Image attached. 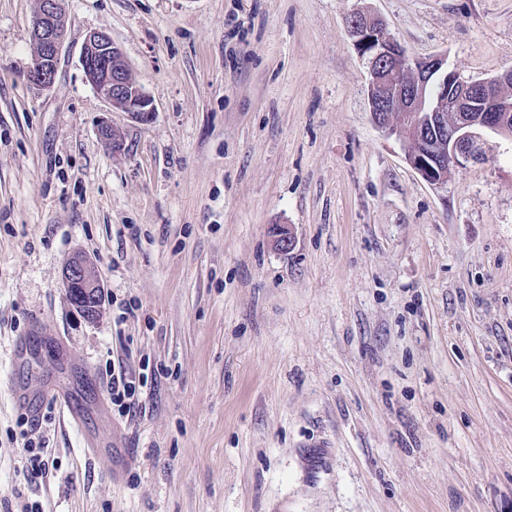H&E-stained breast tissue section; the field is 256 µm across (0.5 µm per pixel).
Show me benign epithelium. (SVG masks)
<instances>
[{
	"label": "benign epithelium",
	"mask_w": 512,
	"mask_h": 512,
	"mask_svg": "<svg viewBox=\"0 0 512 512\" xmlns=\"http://www.w3.org/2000/svg\"><path fill=\"white\" fill-rule=\"evenodd\" d=\"M346 28L369 68L367 97L375 124L386 135L410 144L406 161L429 183L444 184L450 166L474 156L473 144L481 132L512 135V96L503 91L512 84L508 73L466 83L448 70L443 55L409 58L384 25L364 12L352 14ZM31 38L36 52L27 78L36 89L48 91L55 83L65 40L58 0H40ZM80 61L88 82L112 109L126 112L141 123L153 120V100L133 79L121 49L110 36L91 33L83 44ZM98 133L112 152L124 150L122 133L109 121H101ZM273 238L281 251L292 245L286 224L275 225ZM62 280L71 303L86 319H96L103 288L92 261L83 255L72 257L63 269Z\"/></svg>",
	"instance_id": "7a95c632"
}]
</instances>
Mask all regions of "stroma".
<instances>
[{
  "label": "stroma",
  "mask_w": 512,
  "mask_h": 512,
  "mask_svg": "<svg viewBox=\"0 0 512 512\" xmlns=\"http://www.w3.org/2000/svg\"><path fill=\"white\" fill-rule=\"evenodd\" d=\"M58 3L41 92L39 0H0V512H512V137L484 132L430 184L373 123L346 32L372 13L408 56L483 81L512 69V0ZM94 31L151 122L87 82ZM77 252L104 288L93 322L62 286ZM33 327L37 359L12 365ZM118 362L156 373L132 417ZM34 377L81 417L41 420L50 467L29 481ZM31 38L36 52L27 78L36 89L47 91L55 83L65 40L64 26L58 18V0H40V8L32 20ZM109 377L108 391L112 401L119 407V413L127 416L136 414V409H139L136 375L118 363L117 367L112 364Z\"/></svg>",
  "instance_id": "stroma-1"
}]
</instances>
